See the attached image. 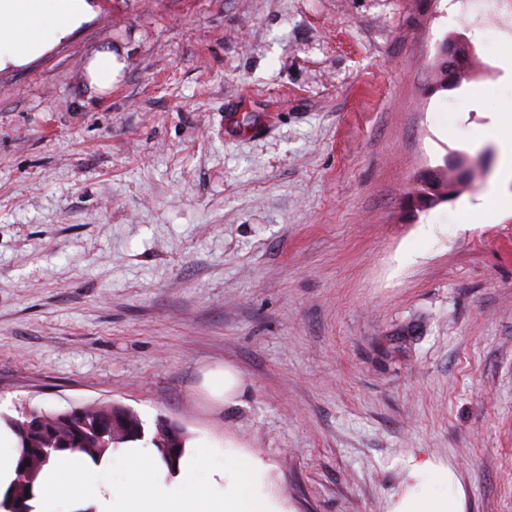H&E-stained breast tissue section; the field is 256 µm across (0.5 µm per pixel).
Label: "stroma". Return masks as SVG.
I'll use <instances>...</instances> for the list:
<instances>
[{
    "instance_id": "35a3bbf8",
    "label": "stroma",
    "mask_w": 512,
    "mask_h": 512,
    "mask_svg": "<svg viewBox=\"0 0 512 512\" xmlns=\"http://www.w3.org/2000/svg\"><path fill=\"white\" fill-rule=\"evenodd\" d=\"M92 6L0 70V413L173 420L269 464L288 512H391L413 458L512 512V212L485 180L409 203L453 154L512 164L484 136L512 126V35L455 0ZM451 36L476 65L440 90ZM117 53L110 48L97 51L85 67V79L88 86L97 91H109L115 82L122 64L118 62ZM206 385L211 394L219 399L232 401L241 391L243 382L232 369L211 371L206 375Z\"/></svg>"
}]
</instances>
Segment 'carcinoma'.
<instances>
[{
  "mask_svg": "<svg viewBox=\"0 0 512 512\" xmlns=\"http://www.w3.org/2000/svg\"><path fill=\"white\" fill-rule=\"evenodd\" d=\"M468 75L466 68L456 77L443 71L440 88L457 89ZM487 172L486 168L465 171L446 165L434 172L432 186L442 188L441 201L446 202L448 187H453L457 197ZM114 409L112 402H90L61 411L32 409L21 412L17 418L1 416L0 420L13 429L22 448L19 462L22 470L18 471L17 480L4 494L12 504L11 512H31L25 497L26 488L33 487L36 476L51 459L65 452H78L96 461L112 448L144 438V423L136 412L128 408L114 419ZM186 440L187 435L182 429H177L171 438L166 433V421L155 420L150 442L161 450L167 464L176 462Z\"/></svg>",
  "mask_w": 512,
  "mask_h": 512,
  "instance_id": "1",
  "label": "carcinoma"
}]
</instances>
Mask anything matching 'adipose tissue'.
<instances>
[{
    "label": "adipose tissue",
    "mask_w": 512,
    "mask_h": 512,
    "mask_svg": "<svg viewBox=\"0 0 512 512\" xmlns=\"http://www.w3.org/2000/svg\"><path fill=\"white\" fill-rule=\"evenodd\" d=\"M92 14L89 0H0V69L22 66ZM259 457L202 436L188 440L175 468L148 441L99 460L66 453L45 465L32 512H284ZM392 512H466L467 492L453 467L424 459Z\"/></svg>",
    "instance_id": "obj_1"
}]
</instances>
